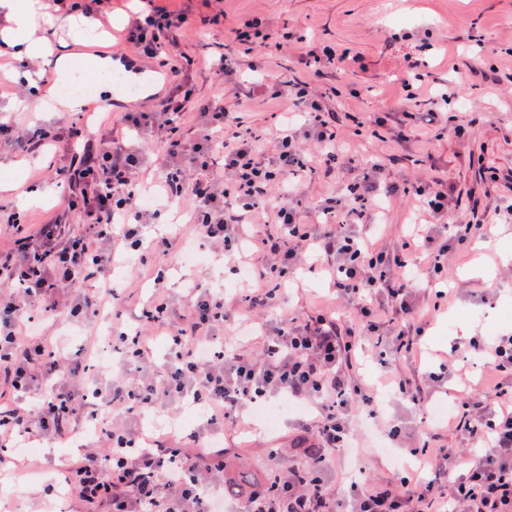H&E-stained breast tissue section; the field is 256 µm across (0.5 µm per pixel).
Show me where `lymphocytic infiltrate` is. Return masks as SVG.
<instances>
[{
	"mask_svg": "<svg viewBox=\"0 0 512 512\" xmlns=\"http://www.w3.org/2000/svg\"><path fill=\"white\" fill-rule=\"evenodd\" d=\"M187 27V15L149 5L128 21L122 43L142 56L164 52L179 62ZM231 36L247 54L259 47L279 51L290 40L286 34L272 38L259 19L240 23ZM344 60V55L309 41L291 58L294 77L271 80L257 67L241 70L233 57L215 52L205 58L204 68L233 87L232 104L199 103L193 88L185 86L164 97L159 112L129 117L127 129H151L166 146L164 198L186 204L192 212L191 222L177 230L183 247L202 239L228 259L246 244L270 254L263 269L243 263L234 268L252 307L272 305L277 297L272 281L287 279L314 260L327 269L337 294L351 306L356 327L322 312L301 323L281 316L264 323L262 354L256 357L228 348L214 333L227 319L223 285L188 282L186 305L178 314L159 274L141 326L117 332L120 374L105 389L76 377L64 350L46 342L37 325L78 315L92 322L121 305L122 293L110 277L118 253L148 249L169 259L170 239L147 232L159 212L157 204L138 203L143 195L140 155L126 135H107L98 146L71 127L51 132L0 125L9 146L28 153L65 151L70 161L55 175L66 190L67 210L83 224L77 234L59 223L32 229L25 211L0 207V229L13 238L10 250L0 253V384L14 394L12 401L0 404V447L5 450L0 466L18 468L36 460L33 446L81 433L87 446L66 463L63 484L67 501L82 512H212L214 501L224 497V444L217 438L218 428L238 425L243 417L288 400L315 406L310 431L319 453L279 475L277 493L247 494L244 512H512L511 333L485 344L474 338L460 343V350L483 358L491 378L454 399L446 419L435 416L426 387L400 375L388 380L393 393L426 414V432L412 451L419 474H402L372 487L355 478L349 494L342 496L324 479L302 475L309 467L325 470L332 456L356 448L359 405H368V420L377 418L368 387L352 362L363 339L378 347L389 334L399 347L414 351L427 315L448 306L444 259L449 247H464L485 229L474 220L448 225L445 244L432 247L435 222L447 217L451 192L444 181L432 178L405 189L432 219L413 237L431 246L429 265L420 267L407 246L379 244L380 225L373 222L367 232L358 230L395 192L381 185L376 166L348 184L343 198L326 200L323 215L344 209L341 223L316 230L304 222L291 180L308 169L301 145L308 140L325 149L337 140L334 111L311 79ZM419 66V60L408 59L401 100L406 121L396 134L400 140L413 136L420 123H448L449 94L417 108ZM257 90L263 101L288 104L297 112L296 119L280 123L270 161L257 148L262 129L244 124L239 116L244 100ZM193 118L203 119L205 129L189 142L180 130ZM258 213L266 214L265 223H253ZM78 279L88 291L75 300L70 288ZM429 284L436 287L433 302L419 306L418 297ZM150 326L171 329L170 365L160 372L143 369ZM184 405L196 408V424L188 428L175 423L161 440L147 428L131 429L117 421L129 412L147 415ZM77 406L87 408L84 419L76 418ZM449 429L465 436L468 450L442 444Z\"/></svg>",
	"mask_w": 512,
	"mask_h": 512,
	"instance_id": "lymphocytic-infiltrate-1",
	"label": "lymphocytic infiltrate"
}]
</instances>
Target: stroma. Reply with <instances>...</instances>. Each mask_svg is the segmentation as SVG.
<instances>
[{
    "label": "stroma",
    "instance_id": "obj_1",
    "mask_svg": "<svg viewBox=\"0 0 512 512\" xmlns=\"http://www.w3.org/2000/svg\"><path fill=\"white\" fill-rule=\"evenodd\" d=\"M155 4L187 13L192 27L182 47L194 57L223 50L237 55L241 66L257 65L273 77L285 74V53L245 56L231 42L230 30L253 17L267 19L271 27L293 37L348 53L342 67L325 70L316 79L340 122L335 160L316 158L312 170L296 179L310 224H318L326 199L342 196L348 183L377 165L389 184L402 187L425 173L453 184L449 220L464 221L477 213L487 225L484 247L449 252L453 299L447 309L430 319L420 352L412 357L390 346L381 361L357 356L362 377L378 387L385 384L390 372L429 382V373L437 370L439 363L455 359L454 347L462 337L460 325L464 322L470 325L472 335L487 342L512 333V262L503 260L505 254H512V223H499L495 213L496 208L512 204V0H155ZM410 57L421 60L422 97L444 90L452 93L448 108L451 132L439 135L424 124L415 137L400 141L394 135V124L374 127L375 113H397ZM477 58L485 77L469 70ZM138 64L140 72L133 82L129 109L109 114L108 123L114 128L125 126L128 113L159 111L162 98L186 81L192 83L200 100L233 97L231 86L206 71L181 69L173 73L158 57L139 58ZM30 96V85L14 83L10 92L0 95V108L14 107L12 119L21 126L36 122L50 129L65 125L85 128L88 116L83 112L62 110L38 116L19 111V104L28 102ZM65 162V157L51 152L29 155L0 145V205L29 209L36 224L52 220L61 210L63 195L47 179V169ZM382 222L384 243L401 245L420 222L417 202L401 193L388 197ZM136 259L135 268L142 276L125 307L105 312L90 324L62 319L42 322V336L51 342L67 337L74 352L82 348L86 337L98 336L102 352L112 351L105 332L120 323L138 324L141 309L155 287L152 268L156 256L144 250ZM220 262L216 256L202 267L167 263L165 284L175 310L184 307L185 282L213 280ZM277 302L283 314L299 321L319 310L342 317L348 314L332 282L317 266L303 267L282 282ZM460 368L457 378L429 382L434 401L452 402L467 389L481 387L487 377L488 370L479 360L461 361ZM377 401L380 421L401 428L399 445L381 455L375 437L360 438L356 454L337 456L326 470L325 478L336 491H344L358 471L388 477L395 466L412 463L406 447L418 442L423 433L421 410L396 394H378ZM304 420L303 414H288L271 442L225 432L224 447L230 458L245 460L249 478H263L273 471L270 446L291 444ZM82 445V439L75 437L46 449L38 473L17 470L0 474V512H43L45 484L59 482L63 462L76 459Z\"/></svg>",
    "mask_w": 512,
    "mask_h": 512
}]
</instances>
